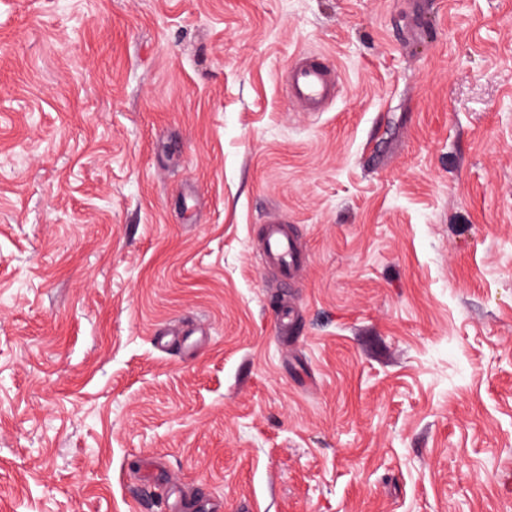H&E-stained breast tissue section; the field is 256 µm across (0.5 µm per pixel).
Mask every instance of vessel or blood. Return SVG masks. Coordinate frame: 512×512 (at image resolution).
<instances>
[{"label":"vessel or blood","instance_id":"1","mask_svg":"<svg viewBox=\"0 0 512 512\" xmlns=\"http://www.w3.org/2000/svg\"><path fill=\"white\" fill-rule=\"evenodd\" d=\"M340 85L338 69L326 56L303 52L289 68L287 96L304 111L322 112L333 102ZM262 259L287 280L304 265L305 259L282 218L272 216L265 222Z\"/></svg>","mask_w":512,"mask_h":512}]
</instances>
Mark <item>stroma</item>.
Instances as JSON below:
<instances>
[{
  "instance_id": "obj_1",
  "label": "stroma",
  "mask_w": 512,
  "mask_h": 512,
  "mask_svg": "<svg viewBox=\"0 0 512 512\" xmlns=\"http://www.w3.org/2000/svg\"><path fill=\"white\" fill-rule=\"evenodd\" d=\"M180 499L512 512V0H0V512ZM326 55L300 53L288 71V100L305 112H324L336 98L341 79ZM264 224V263L279 271L284 279L294 278L302 269L305 259L295 240L286 231L284 220L272 216Z\"/></svg>"
}]
</instances>
